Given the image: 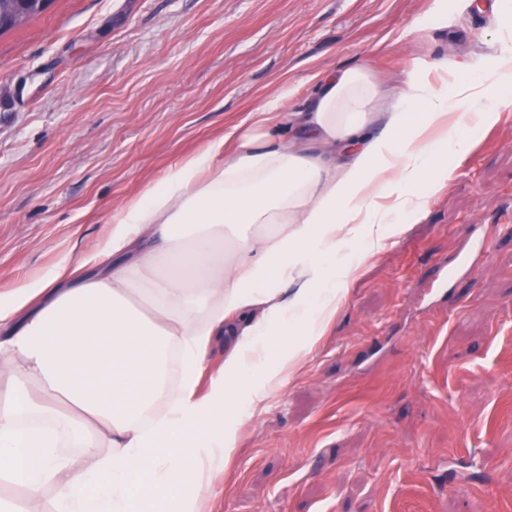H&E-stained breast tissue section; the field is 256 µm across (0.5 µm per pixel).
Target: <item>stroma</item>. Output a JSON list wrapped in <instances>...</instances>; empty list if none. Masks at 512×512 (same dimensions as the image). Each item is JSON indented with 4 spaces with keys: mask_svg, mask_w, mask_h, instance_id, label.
<instances>
[{
    "mask_svg": "<svg viewBox=\"0 0 512 512\" xmlns=\"http://www.w3.org/2000/svg\"><path fill=\"white\" fill-rule=\"evenodd\" d=\"M479 0H51L0 34V289L90 251L175 160L318 71L490 75ZM242 427L209 512H512V89Z\"/></svg>",
    "mask_w": 512,
    "mask_h": 512,
    "instance_id": "1",
    "label": "stroma"
}]
</instances>
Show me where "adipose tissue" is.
I'll return each instance as SVG.
<instances>
[{
  "instance_id": "1",
  "label": "adipose tissue",
  "mask_w": 512,
  "mask_h": 512,
  "mask_svg": "<svg viewBox=\"0 0 512 512\" xmlns=\"http://www.w3.org/2000/svg\"><path fill=\"white\" fill-rule=\"evenodd\" d=\"M493 48L492 79L436 88L414 67L388 105L364 66L317 73L300 109L282 89L123 204L91 252L0 291V480L32 501L54 487L53 512H206L256 401L346 297L337 255L382 247L381 225L418 214L417 187L446 184L466 144L449 113L496 117L512 31Z\"/></svg>"
}]
</instances>
